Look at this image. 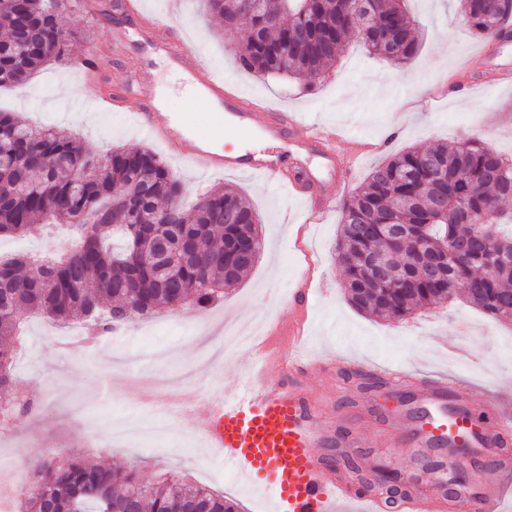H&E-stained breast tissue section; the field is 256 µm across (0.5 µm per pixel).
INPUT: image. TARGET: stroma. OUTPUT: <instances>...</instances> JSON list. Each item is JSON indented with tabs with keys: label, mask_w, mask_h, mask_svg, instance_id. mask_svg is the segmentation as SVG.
<instances>
[{
	"label": "stroma",
	"mask_w": 512,
	"mask_h": 512,
	"mask_svg": "<svg viewBox=\"0 0 512 512\" xmlns=\"http://www.w3.org/2000/svg\"><path fill=\"white\" fill-rule=\"evenodd\" d=\"M100 2L97 15L80 11L69 18L79 36L73 57L96 48L110 82L147 70L156 88L181 91L182 72L149 59L137 32H130L128 47L118 51L116 34L125 27L124 16L115 11L116 0ZM145 3L151 15L181 29L188 46L225 83L297 113L302 126L319 123L362 143L348 180L325 179L337 202L358 191L376 166L407 149L474 137L512 156V84L487 89L476 84L485 73L481 49L512 62V41L474 35L460 0H405L418 22V51L402 66L373 55L359 36L351 35L336 65L310 86L295 80L280 84L241 69L221 21L206 13L200 0H184L181 14L173 18L167 0ZM103 91L85 82L73 62L50 63L29 85L0 89V109L31 126L67 129L101 155L115 147L152 148L187 188L183 211H191L211 190H236L258 212L265 247L222 301L136 321L94 346L81 343L80 325L60 327L40 316L28 318L13 388L41 408L0 433V512H15V494L29 478V462L53 449L91 463L136 464L148 483L176 472L223 493L239 512H262L263 501L239 472L194 433L193 419L203 413V405L185 404L182 397L246 377L258 352L286 351L292 294L301 281L307 284V348L347 360L340 369H310L301 377L326 418L353 414L373 402L374 391L360 390L357 375L377 373L387 363L460 381L481 404L495 395L512 398V353L506 351L512 324L472 307L461 294L402 320L359 312L348 301L335 261L341 210L308 224L300 203L273 178L200 173L154 143L129 113L93 109ZM259 319L266 330L260 349H243L228 360L213 350L224 321L248 330ZM384 429L380 412H373L355 458L366 469L380 459L402 471L404 453L375 445Z\"/></svg>",
	"instance_id": "1"
}]
</instances>
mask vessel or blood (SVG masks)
Segmentation results:
<instances>
[{"instance_id": "1", "label": "vessel or blood", "mask_w": 512, "mask_h": 512, "mask_svg": "<svg viewBox=\"0 0 512 512\" xmlns=\"http://www.w3.org/2000/svg\"><path fill=\"white\" fill-rule=\"evenodd\" d=\"M122 10L129 25L141 30L145 47L166 52L173 66L192 78L195 104L212 111L218 121L206 132L177 131L171 105L160 103L143 73L135 85L118 84L102 94V106L132 111L152 139L193 167L279 178L314 221L333 210L332 194L305 159L317 157L322 169L348 179L351 140L332 128L300 132L294 113L262 107L225 84L169 27L147 19L138 0H124ZM227 134L289 145L298 162L287 173L279 155L218 150L214 138ZM280 369L279 379H268L262 371L237 384L232 396L220 389L210 395L205 416L195 424L207 447L223 453L225 462L250 481L271 485L278 512H382L380 498L353 492L352 473L324 463L318 405L295 381L297 360ZM411 402L410 414L398 405L386 409L385 447L409 449L414 459L421 449L434 448L441 451L442 460L429 470L430 494H409L400 505L402 512H446L445 487L461 470L468 471L470 480L457 488L453 501L469 512H502L512 502V488L498 485L493 498L486 488L500 469L498 448L512 445V402L475 405L440 376L418 379Z\"/></svg>"}]
</instances>
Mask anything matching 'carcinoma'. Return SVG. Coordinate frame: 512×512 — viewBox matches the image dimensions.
Here are the masks:
<instances>
[{
	"mask_svg": "<svg viewBox=\"0 0 512 512\" xmlns=\"http://www.w3.org/2000/svg\"><path fill=\"white\" fill-rule=\"evenodd\" d=\"M68 0H0V88L19 86L46 63L63 61L74 33L63 22ZM239 50L243 69L286 82H312L336 64L348 34L363 30L367 49L393 64L418 50L415 20L402 0H206ZM470 28L487 37L512 13L489 0H461ZM183 186L149 148L98 155L69 131L37 128L0 112V237L63 227L70 247L50 260L0 258V428L35 403L12 394L22 353L19 328L29 313L62 324L88 323L101 340L136 319L187 304L224 299L259 258L260 218L231 189H215L193 206ZM512 159L477 139L398 153L374 169L343 206L336 260L349 302L383 319L439 305L457 289L498 320L512 322ZM167 257L154 241L179 243ZM463 243L458 254L449 242ZM246 244L253 260L238 254ZM18 493L19 512H237L230 499L170 475L144 482L133 465L91 466L50 452L31 463ZM385 503L406 490L382 478Z\"/></svg>",
	"mask_w": 512,
	"mask_h": 512,
	"instance_id": "1",
	"label": "carcinoma"
}]
</instances>
